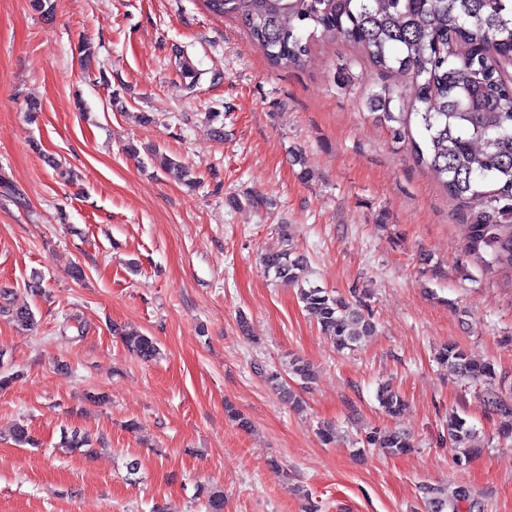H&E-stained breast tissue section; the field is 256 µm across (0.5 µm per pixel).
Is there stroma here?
<instances>
[{
	"label": "stroma",
	"instance_id": "obj_1",
	"mask_svg": "<svg viewBox=\"0 0 512 512\" xmlns=\"http://www.w3.org/2000/svg\"><path fill=\"white\" fill-rule=\"evenodd\" d=\"M387 82L341 40H317L306 68H272L204 0H56L49 18L0 0V289L36 315L29 330L0 316V377L13 378L0 388V512H204L200 484L223 489L224 512H303L305 492L319 512H428L427 485L465 488L457 512H512L503 417L435 360L458 344L512 394V280L466 253L477 207L417 163L416 124L397 138L373 119ZM153 148L188 165L195 187L155 167ZM282 224L312 283L368 290L376 332L356 350L337 352L296 289L260 267ZM116 325L153 336L160 358L131 355ZM295 356L318 370L300 412L263 377ZM384 382L406 403L397 416L376 401ZM452 412L481 450L464 467L443 437ZM19 420L39 447L8 437ZM325 422L335 444L317 436ZM370 427L414 446L356 457ZM65 430L95 455L61 448Z\"/></svg>",
	"mask_w": 512,
	"mask_h": 512
}]
</instances>
